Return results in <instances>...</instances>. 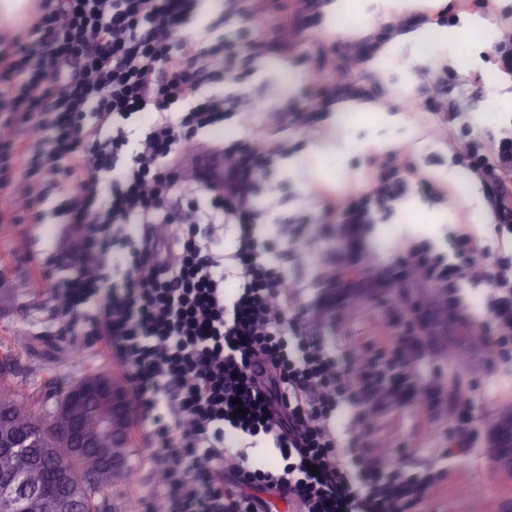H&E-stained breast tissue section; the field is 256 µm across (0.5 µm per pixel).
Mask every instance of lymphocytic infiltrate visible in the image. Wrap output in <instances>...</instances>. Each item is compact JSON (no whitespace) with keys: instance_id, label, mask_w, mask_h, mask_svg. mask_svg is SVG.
Returning a JSON list of instances; mask_svg holds the SVG:
<instances>
[{"instance_id":"f902f5d3","label":"lymphocytic infiltrate","mask_w":512,"mask_h":512,"mask_svg":"<svg viewBox=\"0 0 512 512\" xmlns=\"http://www.w3.org/2000/svg\"><path fill=\"white\" fill-rule=\"evenodd\" d=\"M192 6L38 0L30 20L0 40V223L38 217L45 184L66 199L76 274L55 281L41 268L36 283L59 296L72 327L101 343L122 371L178 512H269L273 497L294 512H420L437 481L401 480L406 455L376 443L378 414L411 408L420 424L447 433L445 458L478 447L481 435L471 426V395L444 393L448 361L435 350L432 318L404 308L398 291L431 289L456 320L464 316L462 285L488 281L481 334L512 390V266L478 267L463 231L449 261L416 242L372 260V226L403 191L394 171L360 198L325 196V209L338 217L331 233L339 247L319 266L313 299L302 300L254 220L258 143L242 154L214 143L224 156L223 188L169 207L177 183L200 182L184 165L188 144L251 101L248 92L227 98L212 87L239 45L206 50L189 37L175 40ZM145 111L149 131L129 149L126 135L110 127ZM18 127L41 136L13 138ZM458 144L497 235H511L512 132L488 142L462 136ZM101 174L111 177L103 192ZM201 211L235 228L231 265L198 241ZM139 224L147 230L132 259L113 258L114 245ZM170 224L182 233H168ZM109 265L121 272L122 287L108 281ZM232 279L239 286L230 297L224 286ZM362 282L388 314L384 336L337 350L336 332ZM344 409L359 426L345 440L336 432ZM260 444L267 459L248 454Z\"/></svg>"}]
</instances>
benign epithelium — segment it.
<instances>
[{"instance_id": "1", "label": "benign epithelium", "mask_w": 512, "mask_h": 512, "mask_svg": "<svg viewBox=\"0 0 512 512\" xmlns=\"http://www.w3.org/2000/svg\"><path fill=\"white\" fill-rule=\"evenodd\" d=\"M131 418L125 386L107 373L88 375L71 384L61 404L48 419L35 418L26 430L13 422V412H0V452L29 447L34 437L52 435L69 449L72 460L92 461L99 471L123 472L130 445ZM492 460L512 468V419L497 422L491 431ZM55 494L49 507L53 512H82L85 483L94 479L91 471L75 474L63 466L55 468ZM39 490L18 472L0 471V512H16L21 499H34Z\"/></svg>"}]
</instances>
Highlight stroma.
<instances>
[{"mask_svg": "<svg viewBox=\"0 0 512 512\" xmlns=\"http://www.w3.org/2000/svg\"><path fill=\"white\" fill-rule=\"evenodd\" d=\"M282 0H265L260 13L227 9L224 4L209 11L194 8L179 31L213 42L217 38L239 39L252 45L245 54L242 80L226 79L218 90L226 96L249 91L261 104L256 112L229 113L221 129L224 145H248L263 141L275 151L270 174L256 183L252 205L261 215L264 231L271 242H278L284 227L310 223L311 254L289 256L284 264L292 277L306 275L308 265L320 262L337 246L326 236L317 220L323 209L318 191L335 195L358 196L378 172L379 155L358 152L336 162L321 158V173H305L308 192H301L294 180L285 176L289 158L309 153L323 128L330 122L329 111L312 113L309 128L292 121L295 103L312 96L318 83L338 84L341 93L367 94L379 98L391 113H401L416 126L418 133L405 138L394 133L396 152L402 153L411 171L403 188V198H418L428 208H445L453 215L449 224L432 225L425 234L412 231L410 225L396 221L395 213L380 216L372 231L371 249L376 259L390 255L401 240H422L436 252L447 253L449 242L460 225H468L472 246L487 252L493 259L505 253L493 229L475 223V210L470 203L473 195L481 194V185L462 168L446 136L436 131L434 107L428 100V89L434 72L424 71L413 95H392L381 87L365 70V58L352 55L353 43L338 33L323 29V17L308 15L300 24L291 49L281 47L280 21ZM457 0H438L436 6L417 13L394 14L387 23L371 24L366 40L378 41L391 33L413 30L440 19L442 27L460 25L465 18ZM476 67H449L447 105L449 111L460 113V125L469 137L485 140L499 135L512 126V75L499 72L493 50L480 55ZM498 82V104L488 102L485 93L487 76ZM432 174L447 173V185L452 197H429L415 171ZM66 201L50 198L35 229L24 224L0 223V359L8 358L9 371L1 376L8 385L20 390L22 396H36L35 413L50 416L59 403L62 391L71 383L93 373H115L116 368L102 355L98 344L73 335L55 307L49 289L33 287L31 272L41 265L52 278L68 276L71 260L56 244L55 229L65 220ZM491 290L484 281L470 283L463 292V307L474 323L460 327L438 314L435 329L442 341L441 353L451 354L456 366L451 385L471 389L475 407L473 424L489 431L512 403V396L500 393L498 375L487 376L483 368L488 351L475 324L487 316V300ZM385 316L361 296L349 302L347 322L341 327L343 346L360 339L380 336ZM374 438L393 447L406 449L410 463L403 473L405 479L418 481L425 477L431 462L446 469L447 479L438 488L428 512H499L501 500L512 496V472L496 468L488 449H475L454 456L451 461H436L444 438L437 432L420 430L414 413L404 407L381 411ZM151 441L139 422L131 424L128 465L135 477L131 482L114 484L99 512H124L127 501H135L139 512H164L159 501L162 477L150 456Z\"/></svg>", "mask_w": 512, "mask_h": 512, "instance_id": "35a3bbf8", "label": "stroma"}]
</instances>
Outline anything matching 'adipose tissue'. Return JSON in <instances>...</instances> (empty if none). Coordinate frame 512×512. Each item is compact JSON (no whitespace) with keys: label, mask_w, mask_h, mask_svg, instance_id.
Listing matches in <instances>:
<instances>
[{"label":"adipose tissue","mask_w":512,"mask_h":512,"mask_svg":"<svg viewBox=\"0 0 512 512\" xmlns=\"http://www.w3.org/2000/svg\"><path fill=\"white\" fill-rule=\"evenodd\" d=\"M425 0H331L326 8L327 16H339L355 11L363 23L387 19L391 13L419 9ZM491 27L479 17H473L462 25L443 29L437 43L441 55L453 61H466V51L474 45L491 46ZM430 28L420 27L408 33L395 36L381 46L367 61L368 71L377 79H386L394 64H401L406 76V90H414L420 82L423 71L434 65L433 57L420 53L419 48L429 38ZM335 114L334 125L321 133L314 151L320 156L341 158L354 151L366 149L384 153L390 150L391 141L377 136L367 141L355 139L351 133L354 124L364 123L373 127L406 126V119L385 110L379 99L366 95H343L332 106Z\"/></svg>","instance_id":"obj_1"}]
</instances>
